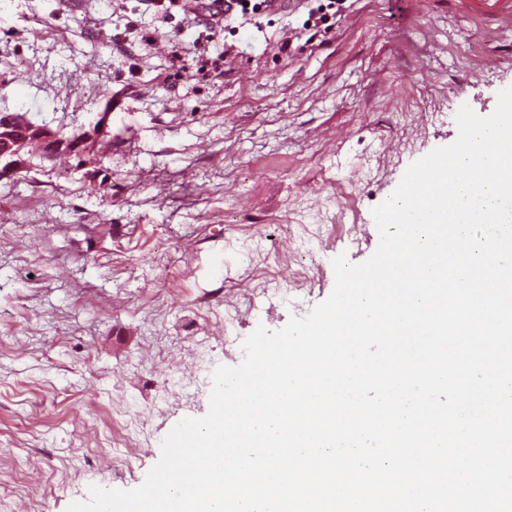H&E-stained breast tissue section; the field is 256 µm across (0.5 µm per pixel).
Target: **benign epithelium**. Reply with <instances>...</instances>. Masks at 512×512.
<instances>
[{"instance_id": "1", "label": "benign epithelium", "mask_w": 512, "mask_h": 512, "mask_svg": "<svg viewBox=\"0 0 512 512\" xmlns=\"http://www.w3.org/2000/svg\"><path fill=\"white\" fill-rule=\"evenodd\" d=\"M31 138L50 144L55 153H82L79 143L60 139L59 133L48 127L25 120L16 113L1 112L0 140L6 146L0 150V176H10L22 167L23 144Z\"/></svg>"}]
</instances>
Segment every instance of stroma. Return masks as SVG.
Masks as SVG:
<instances>
[{
	"mask_svg": "<svg viewBox=\"0 0 512 512\" xmlns=\"http://www.w3.org/2000/svg\"><path fill=\"white\" fill-rule=\"evenodd\" d=\"M323 2L235 16L221 59L157 0H0V112L80 134L112 110L83 158L0 179V512L141 485L212 370L326 300L407 167L512 87V0H345L280 53ZM263 260L303 290L252 292Z\"/></svg>",
	"mask_w": 512,
	"mask_h": 512,
	"instance_id": "35a3bbf8",
	"label": "stroma"
}]
</instances>
